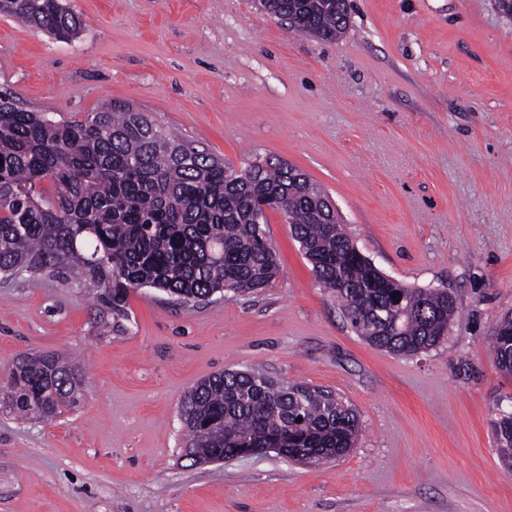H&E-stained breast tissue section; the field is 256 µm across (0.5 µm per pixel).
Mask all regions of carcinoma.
I'll return each mask as SVG.
<instances>
[{
    "label": "carcinoma",
    "mask_w": 512,
    "mask_h": 512,
    "mask_svg": "<svg viewBox=\"0 0 512 512\" xmlns=\"http://www.w3.org/2000/svg\"><path fill=\"white\" fill-rule=\"evenodd\" d=\"M294 31L332 41L348 27L346 0H258ZM0 15L69 39L81 21L61 0H0ZM52 182L57 193L44 192ZM329 196L285 161L236 169L157 127L143 112L103 108L81 121L17 105L0 86V277L72 273L114 319L129 289L155 288L184 303L216 294H256L278 274L262 225L266 211L291 224L321 287L342 303L369 345L413 356L441 342L458 315L445 289L423 292L383 274L352 250ZM497 369L512 377V314L493 335ZM84 373L61 353L26 354L0 389V406L49 421L80 403ZM491 421L512 471V410ZM186 447L221 460L294 432L320 454L346 455L358 435L355 410L333 392L259 371H222L188 390L179 408Z\"/></svg>",
    "instance_id": "carcinoma-1"
}]
</instances>
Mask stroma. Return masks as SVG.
Wrapping results in <instances>:
<instances>
[{
  "instance_id": "stroma-1",
  "label": "stroma",
  "mask_w": 512,
  "mask_h": 512,
  "mask_svg": "<svg viewBox=\"0 0 512 512\" xmlns=\"http://www.w3.org/2000/svg\"><path fill=\"white\" fill-rule=\"evenodd\" d=\"M62 2L83 22L68 40L0 16V85L23 107H129L234 166L287 161L376 267L448 289L459 315L415 356L368 345L276 212L279 275L257 294L138 288L105 330L75 280L0 281V386L25 352L86 371L72 413L0 410V512H512L490 426L512 394L491 345L512 312V16L495 0H349L347 30L322 41L255 0ZM252 368L354 408L350 452L187 458L184 394Z\"/></svg>"
}]
</instances>
